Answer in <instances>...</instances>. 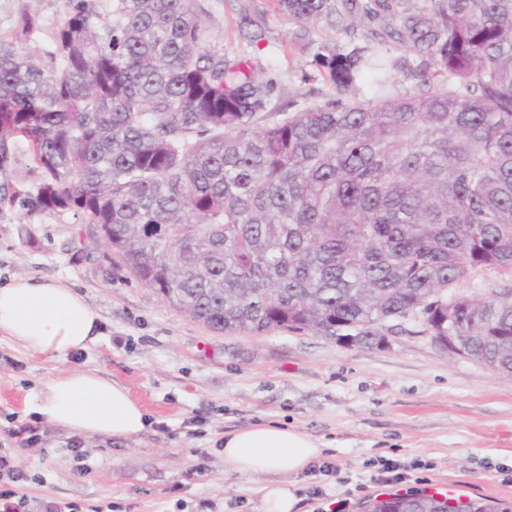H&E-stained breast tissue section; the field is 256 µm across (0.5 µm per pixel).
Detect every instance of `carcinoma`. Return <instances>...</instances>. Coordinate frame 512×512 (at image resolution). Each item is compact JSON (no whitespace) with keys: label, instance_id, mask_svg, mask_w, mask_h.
Masks as SVG:
<instances>
[{"label":"carcinoma","instance_id":"1","mask_svg":"<svg viewBox=\"0 0 512 512\" xmlns=\"http://www.w3.org/2000/svg\"><path fill=\"white\" fill-rule=\"evenodd\" d=\"M303 30L387 19L373 45L317 53L338 95L257 127L275 83L209 46L193 0H73L54 46L25 10L0 36V169L24 144L42 212L72 211L174 308L220 332L307 330L371 348L411 318L512 376V294H448L512 273V0H276ZM416 61L392 91L383 47ZM376 94L344 98L361 70ZM443 76L431 87L430 71ZM365 512H512L424 493ZM512 289V275L498 269H478L455 286V291L471 296H484L490 291L507 293Z\"/></svg>","mask_w":512,"mask_h":512}]
</instances>
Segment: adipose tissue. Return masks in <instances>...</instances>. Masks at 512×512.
I'll list each match as a JSON object with an SVG mask.
<instances>
[{"label": "adipose tissue", "mask_w": 512, "mask_h": 512, "mask_svg": "<svg viewBox=\"0 0 512 512\" xmlns=\"http://www.w3.org/2000/svg\"><path fill=\"white\" fill-rule=\"evenodd\" d=\"M101 317L74 288L17 278L0 286V335L26 351L62 356L82 350L100 334ZM29 410L72 435L134 440L147 412L128 389L93 371L61 372L44 382ZM224 466L242 476L270 475L264 512H295L299 499L284 475L305 470L324 452L318 439L285 424H257L224 436Z\"/></svg>", "instance_id": "obj_1"}]
</instances>
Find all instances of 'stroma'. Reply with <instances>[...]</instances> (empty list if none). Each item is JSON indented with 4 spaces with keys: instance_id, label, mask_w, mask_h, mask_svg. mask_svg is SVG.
Instances as JSON below:
<instances>
[{
    "instance_id": "obj_1",
    "label": "stroma",
    "mask_w": 512,
    "mask_h": 512,
    "mask_svg": "<svg viewBox=\"0 0 512 512\" xmlns=\"http://www.w3.org/2000/svg\"><path fill=\"white\" fill-rule=\"evenodd\" d=\"M35 11V44L51 48L69 0H0V34L23 9ZM209 45L248 55L276 88L256 125L284 119L334 95L315 59L372 43L378 24L357 15L298 28L274 0H195ZM261 33L252 43V33ZM40 171L25 149L0 170V283L17 277L75 288L99 313L101 336L59 358L33 356L0 337V464L18 474L19 512H263L262 476L224 466L225 432L287 423L320 439L323 461L292 483L300 512H349L392 493L461 489L466 498L512 503V377L442 350L414 320L390 321L381 348L347 347L308 331L261 335L210 330L137 282L89 241L82 216L31 210ZM92 370L124 384L152 425L134 441L72 437L42 422L26 448L15 438L31 421L42 384L64 370ZM388 458L400 481L380 480Z\"/></svg>"
}]
</instances>
